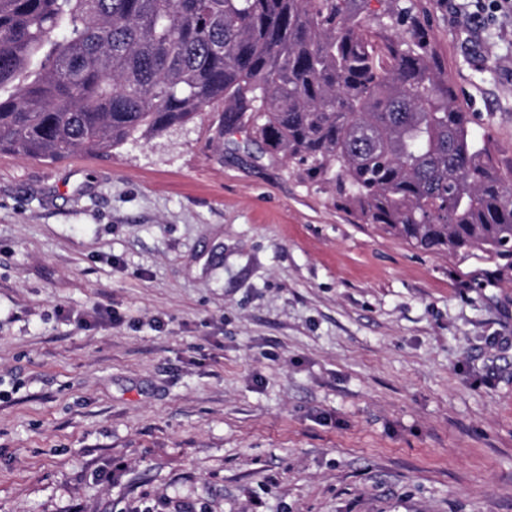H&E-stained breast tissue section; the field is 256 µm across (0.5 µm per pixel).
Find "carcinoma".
<instances>
[{
	"mask_svg": "<svg viewBox=\"0 0 512 512\" xmlns=\"http://www.w3.org/2000/svg\"><path fill=\"white\" fill-rule=\"evenodd\" d=\"M0 0V152L59 161L224 105L219 134L334 174L364 224L512 263V186L414 0Z\"/></svg>",
	"mask_w": 512,
	"mask_h": 512,
	"instance_id": "cac0c4a2",
	"label": "carcinoma"
}]
</instances>
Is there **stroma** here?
<instances>
[{"label":"stroma","instance_id":"stroma-1","mask_svg":"<svg viewBox=\"0 0 512 512\" xmlns=\"http://www.w3.org/2000/svg\"><path fill=\"white\" fill-rule=\"evenodd\" d=\"M415 3L511 170L512 7ZM220 112L0 153V512H512V269L361 223Z\"/></svg>","mask_w":512,"mask_h":512}]
</instances>
